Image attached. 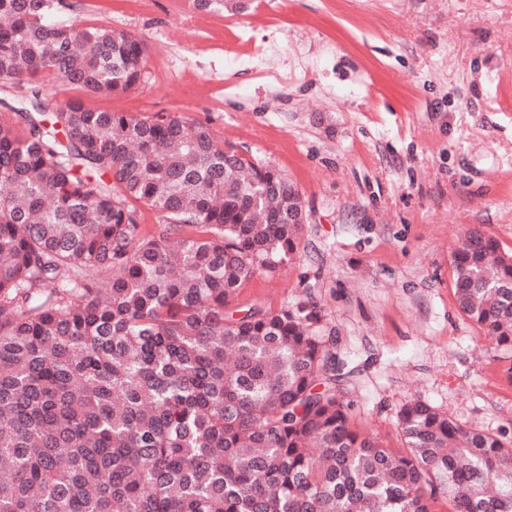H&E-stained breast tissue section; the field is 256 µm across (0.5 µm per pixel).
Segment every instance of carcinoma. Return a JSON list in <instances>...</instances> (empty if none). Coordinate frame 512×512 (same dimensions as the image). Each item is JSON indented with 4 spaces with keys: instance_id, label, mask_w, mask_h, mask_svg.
<instances>
[{
    "instance_id": "obj_1",
    "label": "carcinoma",
    "mask_w": 512,
    "mask_h": 512,
    "mask_svg": "<svg viewBox=\"0 0 512 512\" xmlns=\"http://www.w3.org/2000/svg\"><path fill=\"white\" fill-rule=\"evenodd\" d=\"M62 6L0 0V81L31 92L0 100V512H512V441L422 400L401 450L356 430L312 298L230 313L298 249L287 176L175 114L45 112L43 77L123 92L148 52ZM451 264L459 311L512 351V253L474 227Z\"/></svg>"
}]
</instances>
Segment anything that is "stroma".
<instances>
[{"label": "stroma", "instance_id": "1", "mask_svg": "<svg viewBox=\"0 0 512 512\" xmlns=\"http://www.w3.org/2000/svg\"><path fill=\"white\" fill-rule=\"evenodd\" d=\"M67 2L63 21L141 36L148 58L119 94L47 79V111L78 100L203 122L298 187L297 252L235 308L312 297L355 426L389 447L414 398L512 440V365L459 312L450 264L474 227L512 252V0ZM271 45L268 72L245 66Z\"/></svg>", "mask_w": 512, "mask_h": 512}]
</instances>
